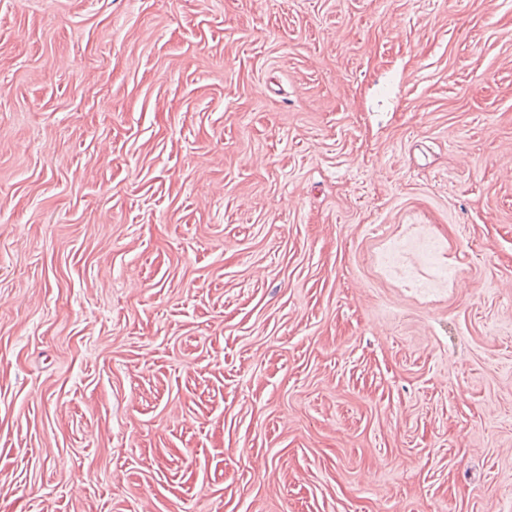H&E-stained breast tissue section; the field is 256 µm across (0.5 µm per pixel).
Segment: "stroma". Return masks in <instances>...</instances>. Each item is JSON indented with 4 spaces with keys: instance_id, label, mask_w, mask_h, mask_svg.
I'll use <instances>...</instances> for the list:
<instances>
[{
    "instance_id": "35a3bbf8",
    "label": "stroma",
    "mask_w": 512,
    "mask_h": 512,
    "mask_svg": "<svg viewBox=\"0 0 512 512\" xmlns=\"http://www.w3.org/2000/svg\"><path fill=\"white\" fill-rule=\"evenodd\" d=\"M0 512H512V0H0Z\"/></svg>"
}]
</instances>
